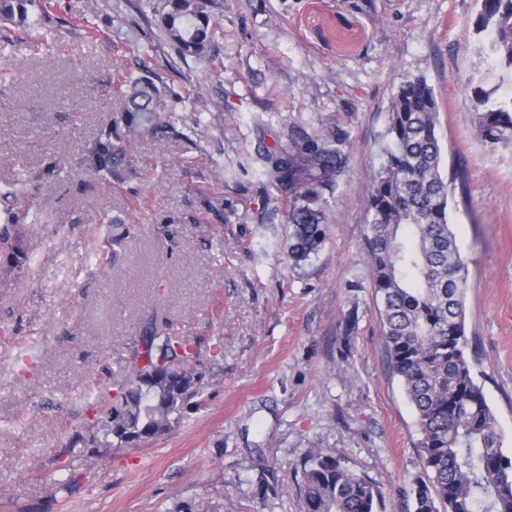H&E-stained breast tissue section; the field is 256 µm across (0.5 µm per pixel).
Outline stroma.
Wrapping results in <instances>:
<instances>
[{
    "label": "stroma",
    "mask_w": 512,
    "mask_h": 512,
    "mask_svg": "<svg viewBox=\"0 0 512 512\" xmlns=\"http://www.w3.org/2000/svg\"><path fill=\"white\" fill-rule=\"evenodd\" d=\"M39 29L0 28V512H300L294 466L343 457L406 512L417 417L388 367L364 247L392 98L422 77L440 110L450 221L467 264V354L512 454V144L490 146L473 90L512 74L474 30L480 0H214L213 58H180L161 0H39ZM152 56L172 133L139 140L104 183L82 157L120 133L113 92ZM345 136L327 239L286 253L256 152ZM27 195H8L19 179ZM219 194L204 209L203 193ZM204 342L198 409L139 447L75 446L90 392L147 323ZM270 494L255 492L258 480Z\"/></svg>",
    "instance_id": "obj_1"
}]
</instances>
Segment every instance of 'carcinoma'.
I'll return each mask as SVG.
<instances>
[{"label":"carcinoma","instance_id":"cac0c4a2","mask_svg":"<svg viewBox=\"0 0 512 512\" xmlns=\"http://www.w3.org/2000/svg\"><path fill=\"white\" fill-rule=\"evenodd\" d=\"M0 0V22L25 31L42 23L26 4ZM210 0H164L159 26L182 59L207 60L216 22ZM476 32H492L491 51L512 69V0H482ZM142 67L116 90L130 115L126 137L106 129L84 155L86 169L104 180L129 162L131 138L163 135L171 128L169 92ZM478 135L492 146L512 143V97L492 101L475 91ZM439 108L422 77L401 83L393 97L385 136L390 146L372 176L364 244L372 271L385 349L417 414L421 473L406 490L413 512H512V455L502 450L496 416L473 375L465 347L466 264L448 220L452 182L441 172ZM261 175L288 199V258L299 266L325 242L324 191L336 185L344 160L336 136H298L284 147H263ZM224 357L221 338L205 347L184 336L144 330L112 373V396L95 401L91 434L76 442L92 448L137 447L179 423L198 405L206 384L198 376L206 359ZM301 512H376L383 494L341 457L312 448L301 466Z\"/></svg>","mask_w":512,"mask_h":512}]
</instances>
